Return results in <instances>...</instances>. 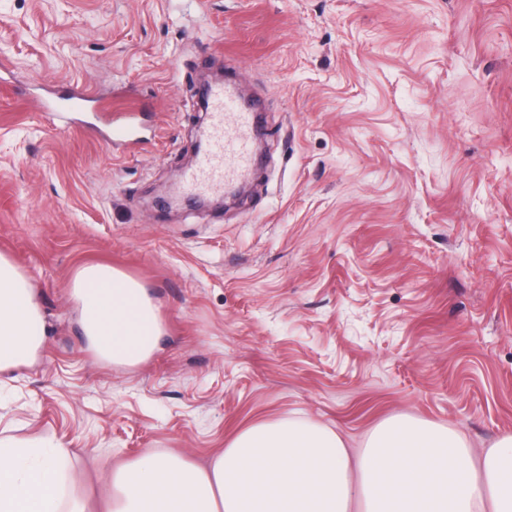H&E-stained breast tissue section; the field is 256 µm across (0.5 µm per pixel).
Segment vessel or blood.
<instances>
[{"label":"vessel or blood","mask_w":512,"mask_h":512,"mask_svg":"<svg viewBox=\"0 0 512 512\" xmlns=\"http://www.w3.org/2000/svg\"><path fill=\"white\" fill-rule=\"evenodd\" d=\"M44 112L55 117L67 112L85 116L92 110L91 100L81 94L66 95L63 102L47 101ZM211 134L208 151L185 177L190 192L232 189L252 173L254 140L253 115L241 105L233 85L218 86L209 95ZM136 125L134 113L124 112L109 118L106 124L107 143L129 141Z\"/></svg>","instance_id":"1"}]
</instances>
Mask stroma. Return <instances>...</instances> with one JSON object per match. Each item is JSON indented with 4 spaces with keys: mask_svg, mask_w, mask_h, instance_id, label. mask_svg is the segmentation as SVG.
Segmentation results:
<instances>
[{
    "mask_svg": "<svg viewBox=\"0 0 512 512\" xmlns=\"http://www.w3.org/2000/svg\"><path fill=\"white\" fill-rule=\"evenodd\" d=\"M220 70L259 106L241 199L183 203ZM136 108L135 144L51 120L48 93ZM0 254L46 325L0 373V437L68 448L72 492L154 451L207 464L260 422L351 456L382 422L512 434V0H0ZM139 280L162 335L102 361L71 284Z\"/></svg>",
    "mask_w": 512,
    "mask_h": 512,
    "instance_id": "1",
    "label": "stroma"
}]
</instances>
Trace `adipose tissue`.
<instances>
[{"mask_svg":"<svg viewBox=\"0 0 512 512\" xmlns=\"http://www.w3.org/2000/svg\"><path fill=\"white\" fill-rule=\"evenodd\" d=\"M78 322L91 350L121 366L147 360L162 333L146 288L109 265L72 280ZM45 336L34 291L0 255V372L31 364ZM109 512H512V434L475 466L466 439L433 424L393 419L350 460L334 431L306 423H259L204 466L146 454L113 472ZM69 453L40 438L0 439V512H85L69 497Z\"/></svg>","mask_w":512,"mask_h":512,"instance_id":"ef3b65f1","label":"adipose tissue"}]
</instances>
